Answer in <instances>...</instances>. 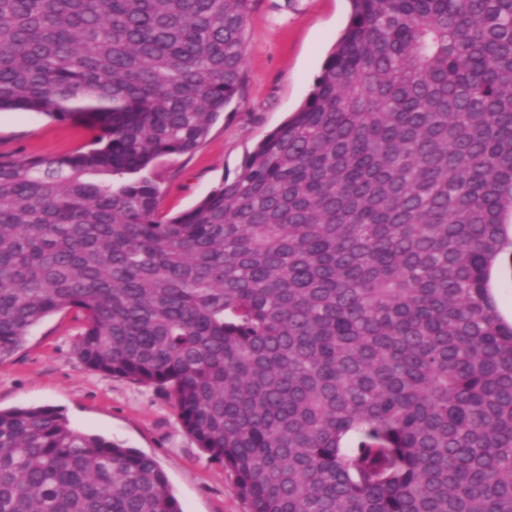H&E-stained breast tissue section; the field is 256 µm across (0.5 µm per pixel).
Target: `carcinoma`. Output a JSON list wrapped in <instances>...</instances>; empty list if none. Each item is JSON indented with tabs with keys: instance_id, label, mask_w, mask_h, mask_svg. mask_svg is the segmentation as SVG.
<instances>
[{
	"instance_id": "obj_1",
	"label": "carcinoma",
	"mask_w": 512,
	"mask_h": 512,
	"mask_svg": "<svg viewBox=\"0 0 512 512\" xmlns=\"http://www.w3.org/2000/svg\"><path fill=\"white\" fill-rule=\"evenodd\" d=\"M250 0H0V360L59 312L247 512H512V0H350L299 109L191 209L150 176L246 80ZM0 512H183L149 456L0 409ZM80 125L60 123L34 112H0V155L13 158L61 155L76 151L89 139ZM492 286L499 307L509 311V302L512 304V256L509 253L500 258L493 273Z\"/></svg>"
}]
</instances>
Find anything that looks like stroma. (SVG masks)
Returning <instances> with one entry per match:
<instances>
[{
  "label": "stroma",
  "mask_w": 512,
  "mask_h": 512,
  "mask_svg": "<svg viewBox=\"0 0 512 512\" xmlns=\"http://www.w3.org/2000/svg\"><path fill=\"white\" fill-rule=\"evenodd\" d=\"M349 0H251L246 17V85L195 152L163 156L151 169L159 211L194 206L304 100L345 28ZM80 125L34 112H0V155H61L89 139ZM73 313L36 325L0 360V409L49 406L80 432L103 436L153 458L183 512H247L233 472L207 460L161 391L84 366L75 351Z\"/></svg>",
  "instance_id": "1"
}]
</instances>
